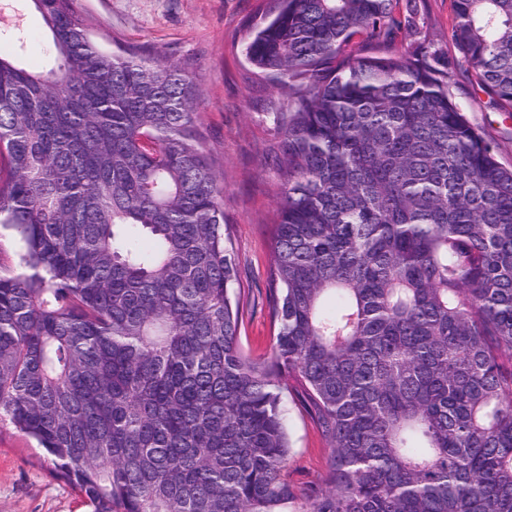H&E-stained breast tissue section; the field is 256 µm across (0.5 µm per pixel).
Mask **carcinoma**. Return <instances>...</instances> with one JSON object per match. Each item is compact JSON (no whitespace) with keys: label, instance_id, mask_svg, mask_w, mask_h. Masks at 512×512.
I'll return each mask as SVG.
<instances>
[{"label":"carcinoma","instance_id":"obj_1","mask_svg":"<svg viewBox=\"0 0 512 512\" xmlns=\"http://www.w3.org/2000/svg\"><path fill=\"white\" fill-rule=\"evenodd\" d=\"M64 64L0 52V422L92 512H288V381L330 459L298 512H512V169L444 62L361 46L397 0H270L244 44L285 98L269 155L273 356L239 347L237 264L189 65L96 46L32 0ZM468 73L512 112V0H453ZM21 243L15 232L0 224V271L20 272Z\"/></svg>","mask_w":512,"mask_h":512}]
</instances>
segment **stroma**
Wrapping results in <instances>:
<instances>
[{"label": "stroma", "instance_id": "stroma-1", "mask_svg": "<svg viewBox=\"0 0 512 512\" xmlns=\"http://www.w3.org/2000/svg\"><path fill=\"white\" fill-rule=\"evenodd\" d=\"M257 5L258 0H77L76 8L103 50L143 47L174 62H192L202 86L199 128L221 174L224 222L239 270L240 345L250 358L264 360L273 346L271 220L281 184L267 148L276 135L271 113L283 97L275 83L255 75L242 53L245 23ZM396 12L409 20L411 31L377 48V55L394 56L411 44H429L448 62L453 101L494 146L498 161L512 168V112L500 111L471 82L463 55L448 36L452 0H398ZM18 34L25 41L22 65H56V57L47 53L50 36L32 0H0V45L14 48ZM286 409L292 442L288 479L305 491L321 482L329 451L301 388L291 390ZM0 512L89 508L73 487L49 473L36 443L6 425L0 427Z\"/></svg>", "mask_w": 512, "mask_h": 512}]
</instances>
